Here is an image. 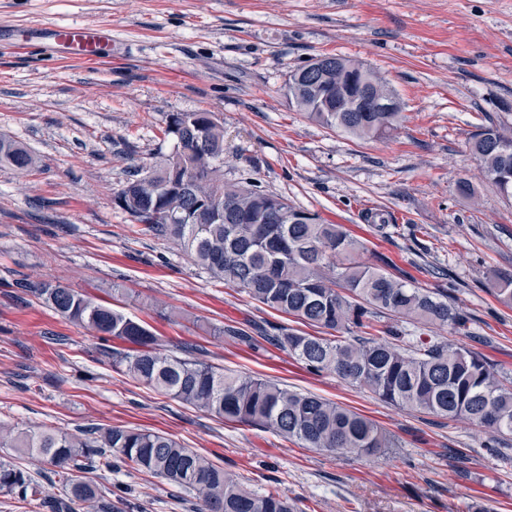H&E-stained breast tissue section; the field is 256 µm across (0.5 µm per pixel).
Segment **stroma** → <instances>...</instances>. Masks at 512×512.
<instances>
[{"mask_svg": "<svg viewBox=\"0 0 512 512\" xmlns=\"http://www.w3.org/2000/svg\"><path fill=\"white\" fill-rule=\"evenodd\" d=\"M106 26L109 62L28 51L31 23ZM336 54L384 76L402 103L394 138L363 141L289 105L284 82ZM216 113L224 180L255 184L341 224L421 288L446 289L467 317L451 343L512 374V307L491 288L512 272V198L484 179L470 138L487 123L512 134V0H0V137L36 159L0 165V426L79 433L148 429L207 456L254 489L278 488L301 512H512V459L488 436L390 406L266 344L215 328L293 317L213 281L170 241L141 232L113 197L137 170L171 154L167 118ZM469 180L475 193L458 192ZM391 225L377 232L373 219ZM52 281L146 324L163 354L310 392L375 420L401 445L365 459L304 448L157 393L112 366L90 330L16 280ZM120 482L140 512H198L193 493L130 468L90 471Z\"/></svg>", "mask_w": 512, "mask_h": 512, "instance_id": "obj_1", "label": "stroma"}]
</instances>
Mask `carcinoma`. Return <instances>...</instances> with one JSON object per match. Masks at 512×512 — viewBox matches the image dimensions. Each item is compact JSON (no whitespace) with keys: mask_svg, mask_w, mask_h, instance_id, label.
I'll return each mask as SVG.
<instances>
[{"mask_svg":"<svg viewBox=\"0 0 512 512\" xmlns=\"http://www.w3.org/2000/svg\"><path fill=\"white\" fill-rule=\"evenodd\" d=\"M302 87L293 106L319 122L361 140L391 135L399 112H345L347 85L336 86L315 111L320 71L305 64L292 70ZM165 135L176 151L126 183L114 204L143 231L173 240L210 278L245 293L258 304L298 322L333 332L315 336L278 329L262 339L299 361L308 372H332L382 402L443 420H466L492 434L490 450L512 442V378L480 354L435 335L459 331L466 317L448 295L418 288L386 272L387 262L341 224H325L316 213L297 210L279 196L224 182V128L213 112H176ZM471 150L484 178L512 191V136L491 124L473 135ZM34 157L20 144L0 138V164L28 169ZM497 299L512 307V273L492 281ZM62 317L100 339L115 337L135 348L112 350V366L173 399L228 422L270 429L305 448L329 454L375 457L400 447L398 438L374 420L311 393L270 380L228 373L197 357L162 355L144 324L59 284L22 285ZM416 324L404 336L385 318ZM379 328V335L365 336ZM220 333L255 345L242 327ZM0 447L37 455L58 477L60 493L43 496L39 482L15 462L0 458V494L29 512H76L90 503L98 512H122V485L106 493L82 479L88 469L125 465L197 494L201 512H298L296 502L276 489L252 490L249 479L232 475L209 458L159 433L125 427H89L77 436L61 429L24 432L0 427Z\"/></svg>","mask_w":512,"mask_h":512,"instance_id":"carcinoma-1","label":"carcinoma"}]
</instances>
